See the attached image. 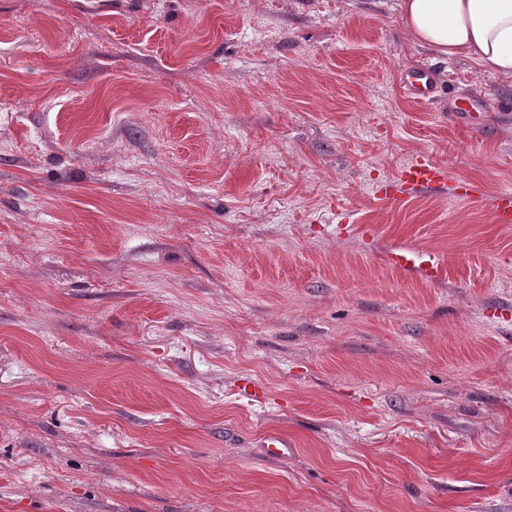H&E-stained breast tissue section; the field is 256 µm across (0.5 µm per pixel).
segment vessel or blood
I'll return each instance as SVG.
<instances>
[{
  "label": "vessel or blood",
  "instance_id": "1",
  "mask_svg": "<svg viewBox=\"0 0 512 512\" xmlns=\"http://www.w3.org/2000/svg\"><path fill=\"white\" fill-rule=\"evenodd\" d=\"M450 192L453 198L472 203L479 202L476 187L464 180L452 179L446 167L433 163L426 158L411 161L392 181L379 185L375 190L377 201L386 207L406 202L408 196L419 192ZM489 206L496 223L512 224V189L502 190L493 197ZM417 252L412 248H401L385 253V261L393 267L405 270L418 269L420 275L428 281H438L442 267L437 263L417 265Z\"/></svg>",
  "mask_w": 512,
  "mask_h": 512
}]
</instances>
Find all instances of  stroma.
<instances>
[{"instance_id": "35a3bbf8", "label": "stroma", "mask_w": 512, "mask_h": 512, "mask_svg": "<svg viewBox=\"0 0 512 512\" xmlns=\"http://www.w3.org/2000/svg\"><path fill=\"white\" fill-rule=\"evenodd\" d=\"M420 155L511 184L512 78L399 0H0V512H512V225ZM450 190L454 199L480 203L476 187L464 180H454L448 169L426 158L411 161L392 181L375 189L377 201L384 207H392L407 201L408 196L419 192H443ZM418 251L412 248H401L388 251L384 254V260L393 267L405 270L417 268L420 275L430 282L438 281L442 275V267L439 263H430L416 266Z\"/></svg>"}]
</instances>
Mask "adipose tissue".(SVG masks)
Wrapping results in <instances>:
<instances>
[{
    "label": "adipose tissue",
    "mask_w": 512,
    "mask_h": 512,
    "mask_svg": "<svg viewBox=\"0 0 512 512\" xmlns=\"http://www.w3.org/2000/svg\"><path fill=\"white\" fill-rule=\"evenodd\" d=\"M399 8L410 38L421 47L512 77V0H401Z\"/></svg>",
    "instance_id": "obj_1"
}]
</instances>
